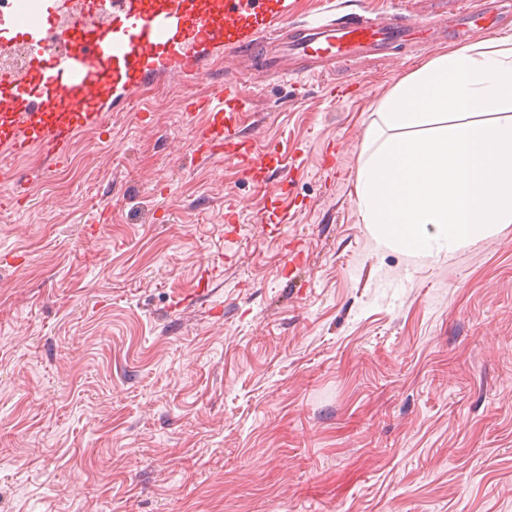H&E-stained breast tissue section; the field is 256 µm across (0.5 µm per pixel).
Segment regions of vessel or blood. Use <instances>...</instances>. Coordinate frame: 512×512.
<instances>
[{
  "label": "vessel or blood",
  "mask_w": 512,
  "mask_h": 512,
  "mask_svg": "<svg viewBox=\"0 0 512 512\" xmlns=\"http://www.w3.org/2000/svg\"><path fill=\"white\" fill-rule=\"evenodd\" d=\"M291 0H215L189 7L187 0H113L107 24L82 28L62 55L36 53L26 72L0 77V147L16 156L32 146L68 156L80 129H107L101 104L113 89L132 88L156 77H181L192 68L190 51L212 46L243 60L261 81L293 77L291 60L327 66L343 57L389 55L401 45L421 44L419 21L393 15L387 22L329 15L313 21L291 18ZM221 103L191 102L208 120L197 130L199 154H223L249 169L269 159L243 138L245 105L234 81L219 91Z\"/></svg>",
  "instance_id": "1"
}]
</instances>
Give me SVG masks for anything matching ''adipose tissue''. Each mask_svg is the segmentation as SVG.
<instances>
[{
    "instance_id": "adipose-tissue-1",
    "label": "adipose tissue",
    "mask_w": 512,
    "mask_h": 512,
    "mask_svg": "<svg viewBox=\"0 0 512 512\" xmlns=\"http://www.w3.org/2000/svg\"><path fill=\"white\" fill-rule=\"evenodd\" d=\"M376 113L355 197L380 245L429 258L512 224V39L420 66Z\"/></svg>"
}]
</instances>
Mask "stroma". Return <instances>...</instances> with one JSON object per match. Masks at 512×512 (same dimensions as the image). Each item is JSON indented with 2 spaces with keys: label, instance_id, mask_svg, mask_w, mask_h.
Wrapping results in <instances>:
<instances>
[{
  "label": "stroma",
  "instance_id": "1",
  "mask_svg": "<svg viewBox=\"0 0 512 512\" xmlns=\"http://www.w3.org/2000/svg\"><path fill=\"white\" fill-rule=\"evenodd\" d=\"M485 36L267 84L201 47L67 160L0 148V512H512V224L418 259L354 202L376 105ZM228 77L288 172L194 153L185 105Z\"/></svg>",
  "mask_w": 512,
  "mask_h": 512
}]
</instances>
